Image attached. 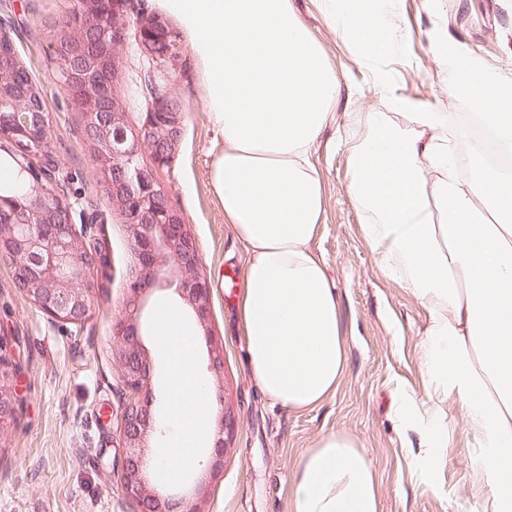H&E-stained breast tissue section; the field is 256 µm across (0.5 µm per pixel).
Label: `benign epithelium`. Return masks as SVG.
I'll use <instances>...</instances> for the list:
<instances>
[{"label":"benign epithelium","instance_id":"1","mask_svg":"<svg viewBox=\"0 0 512 512\" xmlns=\"http://www.w3.org/2000/svg\"><path fill=\"white\" fill-rule=\"evenodd\" d=\"M110 5L112 20L103 9ZM84 27L94 31V43L73 44L67 31L52 44L62 64L61 78L71 102L82 113L85 131L96 146V172L106 188L112 210L121 217L134 255L122 311L112 325L113 357L121 368L123 410L119 435L127 448L120 486L136 512H208L209 483L224 475L235 419L224 391V347L212 327L211 292L201 271L195 240L181 213L168 202V189L157 182L140 159L150 152L159 166L170 163L180 134V110L173 108L172 87L166 78L181 70L183 53L176 35L164 20L140 14L132 19L127 0H78ZM134 31L139 49L151 59L149 77L157 95L137 132L128 134L127 116L117 92L119 75L115 55L128 30ZM17 86L0 84V148L22 140L26 147L15 158L16 168L27 174L21 197L0 195V255L13 263L18 288L54 322L82 324L101 283L95 269L100 253L88 248L93 225L75 222L76 203L56 177L58 166L48 150L46 112H17L13 102ZM177 295L195 323V338L204 344L207 370L216 378L214 394V456L206 460L205 476L172 498L148 454L150 440L160 432L152 408L149 336L142 319L157 292ZM20 359L0 334V429L15 416L16 382Z\"/></svg>","mask_w":512,"mask_h":512}]
</instances>
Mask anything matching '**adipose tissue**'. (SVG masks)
I'll return each mask as SVG.
<instances>
[{
  "instance_id": "ef3b65f1",
  "label": "adipose tissue",
  "mask_w": 512,
  "mask_h": 512,
  "mask_svg": "<svg viewBox=\"0 0 512 512\" xmlns=\"http://www.w3.org/2000/svg\"><path fill=\"white\" fill-rule=\"evenodd\" d=\"M204 68L205 106L223 148L210 184L247 261L237 300L250 376L271 404L315 408L346 369L337 293L313 248L323 188L313 163L340 85L292 0H160ZM363 60L399 53L394 0H316ZM468 84L473 112H413L404 123L361 112L348 153V190L385 276L428 311L429 390L465 405L473 464L493 483L479 512H512V170L458 163L455 144L483 125L512 158V84L473 83L451 66L449 88ZM153 333L166 366L165 401L178 434L155 462L169 480L197 463L215 400L195 369L192 327L160 306ZM289 512H380L362 444L323 435L296 459Z\"/></svg>"
}]
</instances>
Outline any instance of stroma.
Instances as JSON below:
<instances>
[{"label":"stroma","instance_id":"35a3bbf8","mask_svg":"<svg viewBox=\"0 0 512 512\" xmlns=\"http://www.w3.org/2000/svg\"><path fill=\"white\" fill-rule=\"evenodd\" d=\"M312 38L324 49L341 84L329 125L313 161L322 181L325 217L314 248L338 290L348 366L336 395L322 406L293 412L272 405L252 381L235 298L246 251L214 194L209 172L220 139L204 106L202 68L191 50L173 89L182 106L181 138L169 165L143 166L169 188L194 238L212 294L215 334L224 344V376L237 432L224 474L212 483L210 512H288L295 459L332 431L358 439L379 481L381 512H473L477 496L494 487L472 465V436L464 405L428 398L422 342L426 308L404 285L386 278L367 244L348 191L347 144L360 128L358 112H468L465 87L448 91L441 54L467 61L473 78L491 70L512 82V0H399L392 23L406 35L400 55L382 60L387 73L355 57L325 25L313 0H293ZM76 0H0V27L9 32L21 64L42 92L50 121L48 145L58 176L78 197L83 222L103 224L108 265L84 324L53 323L20 291L9 262L0 257V333L19 337L21 372L17 418L0 432V512H131L117 477L125 450L118 421L123 399L119 365L112 357V324L119 317L133 256L122 221L99 182L93 144L81 112L70 104L51 59L55 24L72 20ZM142 59L133 39L118 50L117 91L129 103L127 125L136 132L148 103L135 88ZM406 108L388 110L390 100ZM414 398L420 409L440 411L448 425L445 465L416 469L423 453L416 432L404 430L391 409L393 394Z\"/></svg>","mask_w":512,"mask_h":512}]
</instances>
